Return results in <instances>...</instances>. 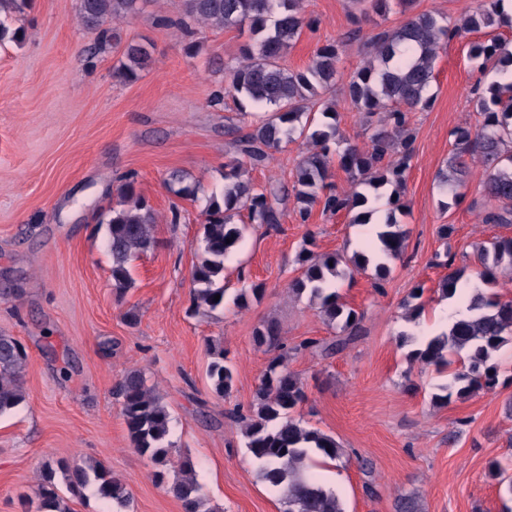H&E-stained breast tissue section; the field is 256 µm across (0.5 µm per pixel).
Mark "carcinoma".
Instances as JSON below:
<instances>
[{"mask_svg": "<svg viewBox=\"0 0 512 512\" xmlns=\"http://www.w3.org/2000/svg\"><path fill=\"white\" fill-rule=\"evenodd\" d=\"M407 12L414 0H351L360 11L365 3L375 12L391 10V2ZM32 0H0V43L17 41L22 29H10L8 17L21 11ZM139 0H77V19L86 29L99 32L102 43L112 38V22L136 14ZM502 0H485L483 8L466 15L461 23L450 26L442 17L421 13L408 18L401 26L367 37V58L346 84V92L366 120L378 117L373 133L362 146L345 143L337 148L334 102L323 95L334 90L339 76L340 46L326 44L317 48L310 64L302 71L284 67L280 60L286 50L300 38L308 25L302 14V0H184L185 19L174 23L186 37L191 36L188 21L214 28L246 26L254 43L241 48L237 65L229 71L227 85L213 92L210 103L235 99L240 110L249 106L267 108L268 115L247 126L232 128V145L236 157L227 164L224 190L213 197L203 211L202 232L196 242V262L191 271L190 312L205 314L224 307V262L241 238L242 229L231 223L234 213L246 212L248 223L277 226L284 213L281 201L287 196L284 185L268 182L255 184L245 176L248 169L269 163L283 141L299 137L306 152L300 160L292 191L297 203L296 220L308 224L315 205L330 214L352 215L351 223L367 224L375 213L386 214L376 232L378 261L364 253L345 258L336 253H316L302 249L296 258L300 274L288 286L296 297L307 295L318 305L320 314L339 336L331 342L310 338L288 347L278 326L266 322L255 329V342L273 356L267 363L255 389L248 413L237 418L243 423L245 447L258 463L260 476L285 493L288 512H345L335 494L303 474L305 462L313 455L342 462L344 449L336 439L317 428H308L295 412L305 399L300 379L288 370V351H308L321 357L344 350L363 334V314L344 303L336 292V279L352 265L371 271L373 286L378 288L391 273L389 259L400 258L407 247V235L398 224L396 212L402 209L401 193L406 185V171L412 155L413 135L409 112L430 104L426 91L434 78L441 45L469 33L482 32L484 40L469 43V59L479 68H496L512 52L495 30L504 23ZM152 63L148 49L130 43L124 60L114 68L113 77L129 81ZM473 110L482 117L481 125L472 129L460 126L453 130L454 148L448 157L442 184L454 191L465 186L473 168H482V192L485 206L481 221L490 226L512 224V83H494L486 89L476 88L470 99ZM336 149H331V145ZM347 177L351 190L337 191L328 183L332 166ZM390 187L386 205H380L379 189ZM121 202L111 210L107 247L112 255V286L121 292L131 281V264L156 244L153 230L157 223L148 200L137 192L135 180L126 179L120 189ZM453 227L439 229L443 250L434 254L433 265L449 267L453 257L448 252V237ZM475 277L484 285L497 282L499 270L512 272V237L494 236L479 249ZM463 272L456 269L439 283L442 297L459 296L467 302V313L448 324V329L426 338L411 351L410 359L425 366L448 370V385L431 400L446 405L451 399L466 401L482 391L493 390L498 381L496 354L512 341V299L496 292L479 289L463 292ZM424 289L417 286L405 302L409 318L418 319L424 312L420 302ZM219 300H214V297ZM27 353L12 336L0 335V415L23 403L27 390L23 379ZM211 389L219 397L230 394L234 369L224 361V350L212 353L207 367ZM113 394L120 401L121 416L130 442L157 468L152 480L164 484L168 478V455L171 416L168 408L154 394L142 371H128L115 385ZM489 470L512 496V477L508 465L499 460L489 462ZM93 488L103 500L112 504L113 512H127L130 494L126 484L112 475L103 463L72 468L63 461L47 464L41 474L38 512H72L70 498H81ZM182 501L184 512H210L204 508L200 488L194 477V465L185 455L178 461V476L171 485Z\"/></svg>", "mask_w": 512, "mask_h": 512, "instance_id": "obj_1", "label": "carcinoma"}]
</instances>
